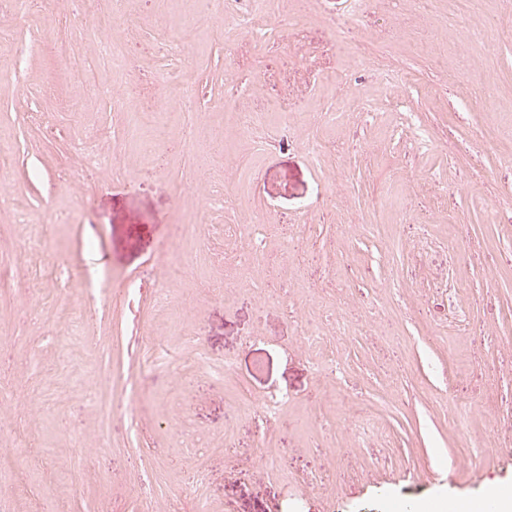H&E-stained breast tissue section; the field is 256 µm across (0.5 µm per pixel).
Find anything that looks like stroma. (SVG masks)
<instances>
[{"instance_id":"1","label":"stroma","mask_w":512,"mask_h":512,"mask_svg":"<svg viewBox=\"0 0 512 512\" xmlns=\"http://www.w3.org/2000/svg\"><path fill=\"white\" fill-rule=\"evenodd\" d=\"M458 6L369 0L347 22L345 0H281L291 26L256 42L231 18L214 33L203 0H124L115 67L88 0H0V512H431L512 491V0H476L464 27ZM135 120L120 168L79 162L88 125L107 153ZM205 158L233 207L206 206ZM254 215L261 263L225 267ZM339 316L349 336L302 342ZM246 391L290 401L269 423Z\"/></svg>"}]
</instances>
